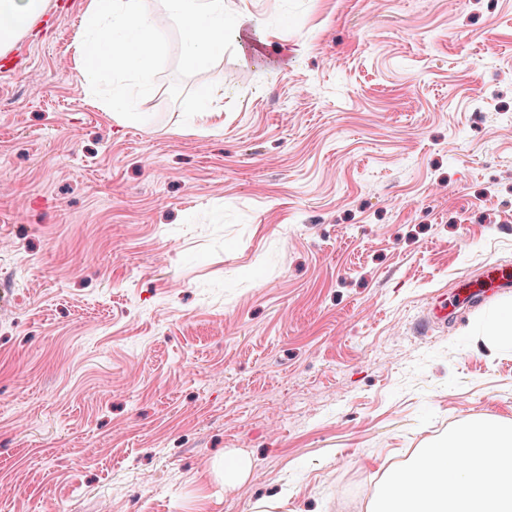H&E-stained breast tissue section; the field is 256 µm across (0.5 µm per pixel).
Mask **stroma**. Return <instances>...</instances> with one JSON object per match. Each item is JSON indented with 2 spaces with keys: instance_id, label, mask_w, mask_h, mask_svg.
Here are the masks:
<instances>
[{
  "instance_id": "obj_1",
  "label": "stroma",
  "mask_w": 512,
  "mask_h": 512,
  "mask_svg": "<svg viewBox=\"0 0 512 512\" xmlns=\"http://www.w3.org/2000/svg\"><path fill=\"white\" fill-rule=\"evenodd\" d=\"M49 2L0 56V512H366L512 423V294L428 319L512 265V0H224L263 48L201 69L141 0L148 88L94 90ZM486 341L500 348L512 347V308L505 309L496 317L488 334L484 336Z\"/></svg>"
}]
</instances>
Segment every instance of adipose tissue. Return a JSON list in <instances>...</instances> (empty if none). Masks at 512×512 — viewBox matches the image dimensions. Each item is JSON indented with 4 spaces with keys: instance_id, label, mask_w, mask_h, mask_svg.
Instances as JSON below:
<instances>
[{
    "instance_id": "1",
    "label": "adipose tissue",
    "mask_w": 512,
    "mask_h": 512,
    "mask_svg": "<svg viewBox=\"0 0 512 512\" xmlns=\"http://www.w3.org/2000/svg\"><path fill=\"white\" fill-rule=\"evenodd\" d=\"M49 0H0V55L12 51L44 16ZM183 31L182 52L202 68L252 21L224 24V0H166ZM161 36L158 19L140 0H87L79 35V73L90 86L105 72L133 70L148 82ZM512 512V424L474 419L452 432L447 448H427L408 468L384 478L371 512Z\"/></svg>"
}]
</instances>
